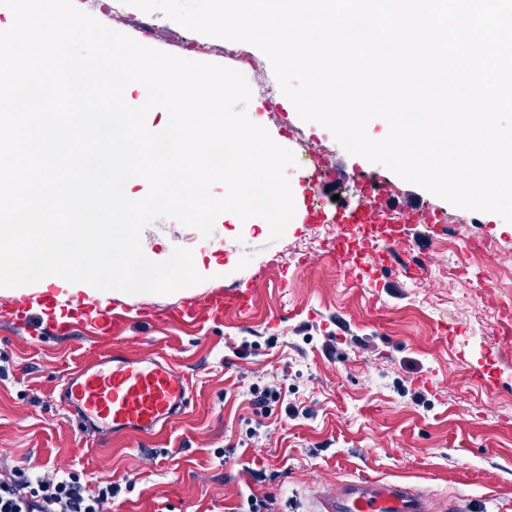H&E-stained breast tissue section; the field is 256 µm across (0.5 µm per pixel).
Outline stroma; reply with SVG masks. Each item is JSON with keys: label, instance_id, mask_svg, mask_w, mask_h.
Returning <instances> with one entry per match:
<instances>
[{"label": "stroma", "instance_id": "35a3bbf8", "mask_svg": "<svg viewBox=\"0 0 512 512\" xmlns=\"http://www.w3.org/2000/svg\"><path fill=\"white\" fill-rule=\"evenodd\" d=\"M152 48L242 72L272 94L262 125L293 153L320 159L322 200L350 197L377 177L402 217L427 207L444 212L447 233L430 240L408 230L409 256H424L427 276L400 268L382 277L350 275L324 256L329 238L315 224L292 222L271 241L268 223L216 224L210 238L175 220L142 235L146 252L166 259L191 249L205 282L167 295L112 298L130 313L121 346L161 356L187 380L183 414L153 436L105 443L67 406L69 373L103 349L91 329L57 330L47 312L15 314L0 293V462L34 471L71 469L83 483L110 480L111 512H238L249 494L269 512H309L327 483L354 478L404 479L468 512H512V348L468 342L491 318L471 289L444 284L435 270L460 257L464 237L490 240L487 268L512 261V222L455 207L388 168L347 154L326 127L286 108L266 56L241 42L240 58L224 45L153 13ZM311 260L297 268L300 254ZM258 279L248 317L186 322L174 311ZM497 384L473 382L472 370ZM276 388L265 416L251 404L252 385Z\"/></svg>", "mask_w": 512, "mask_h": 512}]
</instances>
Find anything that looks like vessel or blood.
<instances>
[{
    "instance_id": "1",
    "label": "vessel or blood",
    "mask_w": 512,
    "mask_h": 512,
    "mask_svg": "<svg viewBox=\"0 0 512 512\" xmlns=\"http://www.w3.org/2000/svg\"><path fill=\"white\" fill-rule=\"evenodd\" d=\"M318 189L308 184L301 203L305 223L332 220L336 238L327 248V257L337 267L352 269L365 264L380 268L391 263L405 241L407 223L389 219L381 187L364 189L361 199L343 203L332 214H324L315 201ZM258 283L198 302L189 300L178 315L195 320L207 315L212 321L223 319L226 311L248 313L254 307ZM67 316L74 323H90L102 338L110 340L107 350L95 360L72 372L64 383L66 403L92 422L103 438L153 435L188 405L187 383L172 361L135 356L116 341L125 317L107 308L87 314L83 304H68ZM437 502L414 486L396 480H351L325 486L316 501V512H436Z\"/></svg>"
}]
</instances>
